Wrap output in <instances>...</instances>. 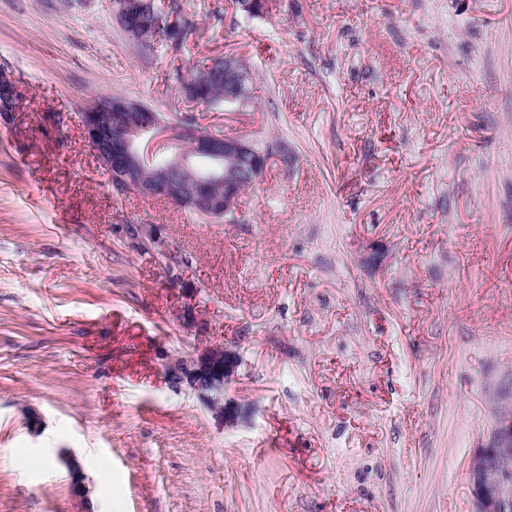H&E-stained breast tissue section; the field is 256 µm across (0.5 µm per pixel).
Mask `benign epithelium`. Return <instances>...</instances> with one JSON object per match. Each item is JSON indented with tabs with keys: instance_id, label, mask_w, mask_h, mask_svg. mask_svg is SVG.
I'll use <instances>...</instances> for the list:
<instances>
[{
	"instance_id": "1",
	"label": "benign epithelium",
	"mask_w": 512,
	"mask_h": 512,
	"mask_svg": "<svg viewBox=\"0 0 512 512\" xmlns=\"http://www.w3.org/2000/svg\"><path fill=\"white\" fill-rule=\"evenodd\" d=\"M155 6V0H112L116 14L128 15L134 10ZM243 75L236 57L224 62V79L239 94ZM21 102L13 78L0 71V111L15 112ZM85 141L94 156L113 177L112 185L121 193L133 192L143 198H163L180 207L214 214H234L238 192L224 187V198L203 192L206 180L189 186L180 178V171L199 159L209 162L208 177H224V168L238 172L237 180L250 179L257 169L255 144L243 135H216L191 125L179 130V135L192 142L189 152L174 148L171 126L159 116L138 127H115L108 116L92 112L81 120ZM241 360L238 353L222 344L210 345L187 356L177 358L167 366V374L178 387L196 394L224 420L233 423L237 410L225 398L227 387L235 380ZM58 459L74 478L75 493L82 512H91L86 498L83 476L77 459L60 451ZM471 493L479 512H512V478L498 466L493 448H479L470 463Z\"/></svg>"
}]
</instances>
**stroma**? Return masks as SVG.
<instances>
[{
    "mask_svg": "<svg viewBox=\"0 0 512 512\" xmlns=\"http://www.w3.org/2000/svg\"><path fill=\"white\" fill-rule=\"evenodd\" d=\"M186 6L218 37L146 60L108 0H0V512H79L63 448L97 512H476L512 411V0ZM219 54L251 106L177 102ZM112 95L288 158L233 224L116 193L81 127ZM212 344L231 427L166 374ZM1 112L6 116L9 112H16L21 104L18 87L13 78L5 71H0Z\"/></svg>",
    "mask_w": 512,
    "mask_h": 512,
    "instance_id": "35a3bbf8",
    "label": "stroma"
}]
</instances>
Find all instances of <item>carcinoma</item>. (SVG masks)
<instances>
[{
	"label": "carcinoma",
	"mask_w": 512,
	"mask_h": 512,
	"mask_svg": "<svg viewBox=\"0 0 512 512\" xmlns=\"http://www.w3.org/2000/svg\"><path fill=\"white\" fill-rule=\"evenodd\" d=\"M168 15L174 21L166 20L161 25L155 23L154 17L149 14H142L130 22L134 33L130 42L142 57H151L159 44L177 55L183 52L190 38L200 40L205 37L206 29L199 26L196 15L185 8L183 0H169ZM191 73L194 76L201 74L205 79L192 84L187 80L184 69L174 68L166 74V82L187 102L203 104L209 108L233 107V104L224 100V57H205L193 64ZM149 111L151 108L133 102L129 113L116 117L115 122L126 124L144 120Z\"/></svg>",
	"instance_id": "cac0c4a2"
}]
</instances>
